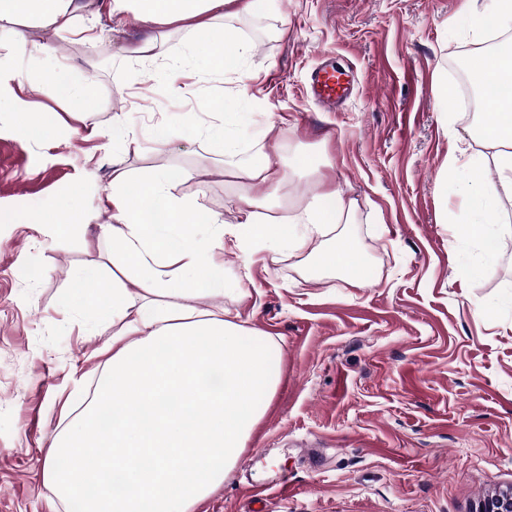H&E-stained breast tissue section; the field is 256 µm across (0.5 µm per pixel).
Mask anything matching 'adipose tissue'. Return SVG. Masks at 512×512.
<instances>
[{"label": "adipose tissue", "instance_id": "ef3b65f1", "mask_svg": "<svg viewBox=\"0 0 512 512\" xmlns=\"http://www.w3.org/2000/svg\"><path fill=\"white\" fill-rule=\"evenodd\" d=\"M275 0H100L116 25L132 14L146 27L179 25L206 32L160 87L173 97L205 101L217 76L244 77L252 47L226 16L253 15ZM78 0H0V21L29 16L61 33L83 29ZM468 28L476 40L488 32L512 31V0H465ZM472 82L485 109L476 137L487 154L466 163L449 156L452 196L471 219L459 234L481 242L487 257L506 220L501 204L512 200V49L469 57ZM191 72L194 84L181 83ZM218 120L199 128L192 114L154 128L163 145L177 130H205L210 152L225 161L238 154L245 115L234 97L214 100ZM186 170H149L131 177L112 172V261L119 277L104 282L97 269L81 273L83 305L96 310L102 291L112 293V357L88 405L50 450L42 473L61 501H80L83 512H194L222 486L266 415L281 378L283 349L269 336L250 334L238 312L195 307L203 296L246 289L224 277V267L206 259L190 232L208 220L218 248L249 254L301 253L317 239L334 243L316 255V266L368 281V265L340 227L354 220V205L337 203L335 191L313 197L269 219L262 201L245 198L243 218L227 230L220 215L202 217L198 207L176 197Z\"/></svg>", "mask_w": 512, "mask_h": 512}]
</instances>
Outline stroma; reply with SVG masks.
Wrapping results in <instances>:
<instances>
[{"label": "stroma", "instance_id": "obj_1", "mask_svg": "<svg viewBox=\"0 0 512 512\" xmlns=\"http://www.w3.org/2000/svg\"><path fill=\"white\" fill-rule=\"evenodd\" d=\"M464 0H281L233 18L253 42L243 111L272 125L273 163L287 179L278 219L327 187L355 201L345 225L369 263L356 285L292 254H223L226 279L249 298L205 297L247 328L283 344L271 409L224 486L197 512H474L512 488V250L487 260L456 232L468 214L439 187L449 154L483 146L460 99L440 109L437 76L467 51ZM20 32L29 49L19 52ZM63 35L17 18L0 30V67L30 75L39 105L19 121L0 101V512H66L42 477L55 434L88 403L112 354V299L101 316L82 306L79 270L112 265V163L131 175L179 167V198L239 223V196L264 186L226 174L204 134L177 133L156 148L148 130L173 114L213 122L194 97L174 99L144 80L119 45L146 31L128 18L114 34ZM324 57L355 80L324 112L307 79ZM86 77L69 100L66 76ZM133 133L112 139V118ZM321 161L294 170L296 153ZM71 223L66 234L54 225ZM481 268L472 283L465 267ZM289 472L293 492L273 482Z\"/></svg>", "mask_w": 512, "mask_h": 512}]
</instances>
